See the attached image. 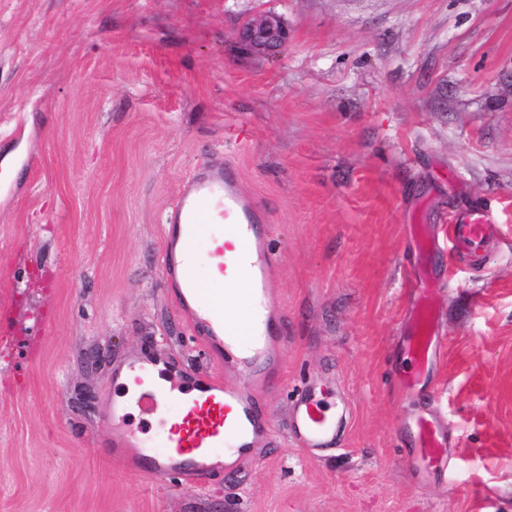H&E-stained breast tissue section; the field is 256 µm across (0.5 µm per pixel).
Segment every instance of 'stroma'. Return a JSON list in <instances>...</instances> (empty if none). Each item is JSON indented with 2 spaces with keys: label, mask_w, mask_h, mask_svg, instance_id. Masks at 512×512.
Returning a JSON list of instances; mask_svg holds the SVG:
<instances>
[{
  "label": "stroma",
  "mask_w": 512,
  "mask_h": 512,
  "mask_svg": "<svg viewBox=\"0 0 512 512\" xmlns=\"http://www.w3.org/2000/svg\"><path fill=\"white\" fill-rule=\"evenodd\" d=\"M267 11L288 45L251 53ZM224 163L289 339L256 456L195 487L114 461L107 419L129 358L211 367L165 236ZM479 208L490 236L453 243ZM419 288L442 347L407 394ZM309 379L351 407L320 456L288 435ZM422 409L450 431L430 477L403 455ZM0 512H512V0H0ZM239 40L253 53L268 54L281 49L288 41V28L276 13L265 12L247 21L239 31Z\"/></svg>",
  "instance_id": "1"
}]
</instances>
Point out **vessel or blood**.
I'll list each match as a JSON object with an SVG mask.
<instances>
[{"label":"vessel or blood","mask_w":512,"mask_h":512,"mask_svg":"<svg viewBox=\"0 0 512 512\" xmlns=\"http://www.w3.org/2000/svg\"><path fill=\"white\" fill-rule=\"evenodd\" d=\"M170 222L166 247L186 255L202 225L211 235L228 232L236 239L234 254H225L219 247L215 255L220 271L242 285L237 302H225L221 289L179 279L173 269L167 272L180 305L206 310L202 342L211 355L223 361L224 368L187 380L164 367L162 354L153 353L133 357L124 370L114 371L118 379L123 373L137 375L150 366L158 369L161 381L131 399L113 402L112 455L130 458L144 475L169 474L192 484L223 461L226 451L253 453L265 430V415L253 390L236 375L242 372L257 382L267 369L279 367L280 352L275 345L288 339V318L273 317L269 311L274 270L267 243L269 227L258 223L255 208L241 192L231 168L210 167L197 173L180 192ZM490 224L486 210H473L450 224L449 236L459 243L479 244L487 238ZM436 340V312L426 298H418L404 337L412 369L402 376V387L410 389L420 382L430 365ZM133 406L167 428L165 441L154 444L138 436L129 424V409ZM345 418L344 405L329 407L315 385L295 389L290 428L299 447L310 450L335 444ZM410 428L423 467L443 466L448 458V431L421 414L411 420Z\"/></svg>","instance_id":"obj_1"}]
</instances>
